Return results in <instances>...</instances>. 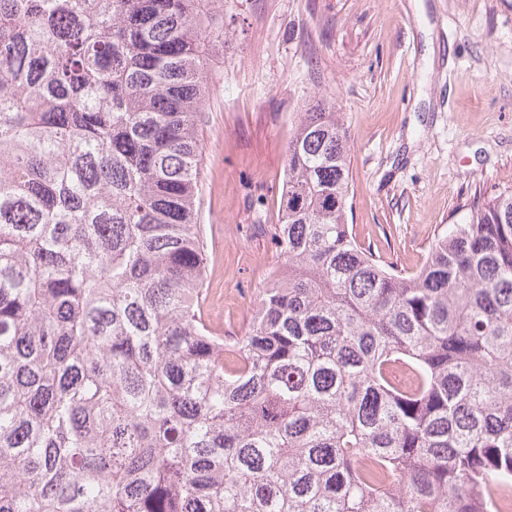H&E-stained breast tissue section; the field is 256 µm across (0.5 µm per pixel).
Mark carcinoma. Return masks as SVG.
<instances>
[{
	"label": "carcinoma",
	"mask_w": 512,
	"mask_h": 512,
	"mask_svg": "<svg viewBox=\"0 0 512 512\" xmlns=\"http://www.w3.org/2000/svg\"><path fill=\"white\" fill-rule=\"evenodd\" d=\"M224 0H0V512H493L512 482V190L414 273L353 237L347 130L288 141L281 262L206 323Z\"/></svg>",
	"instance_id": "cac0c4a2"
}]
</instances>
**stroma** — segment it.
<instances>
[{
  "instance_id": "1",
  "label": "stroma",
  "mask_w": 512,
  "mask_h": 512,
  "mask_svg": "<svg viewBox=\"0 0 512 512\" xmlns=\"http://www.w3.org/2000/svg\"><path fill=\"white\" fill-rule=\"evenodd\" d=\"M199 222L208 311L247 330L275 246L287 146L317 96L347 129L357 240L409 273L475 195L512 187V0H224Z\"/></svg>"
}]
</instances>
